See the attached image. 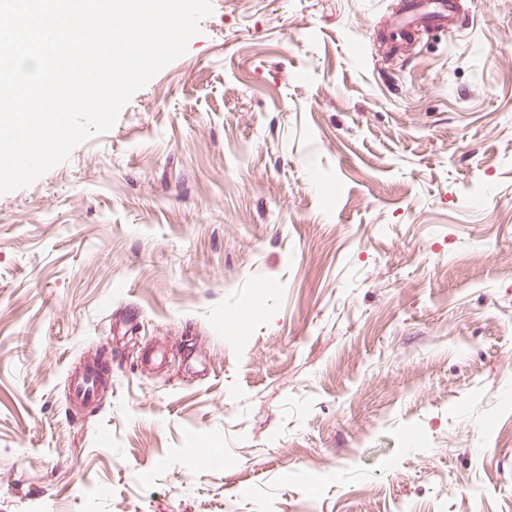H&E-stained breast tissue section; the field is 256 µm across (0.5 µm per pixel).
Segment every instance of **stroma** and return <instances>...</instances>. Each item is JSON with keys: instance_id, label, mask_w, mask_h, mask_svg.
<instances>
[{"instance_id": "stroma-1", "label": "stroma", "mask_w": 512, "mask_h": 512, "mask_svg": "<svg viewBox=\"0 0 512 512\" xmlns=\"http://www.w3.org/2000/svg\"><path fill=\"white\" fill-rule=\"evenodd\" d=\"M396 2L212 0L0 195V512H512V0ZM406 1L394 25L400 38L410 34L421 24H429L436 29H448L462 24L463 13L460 0Z\"/></svg>"}]
</instances>
